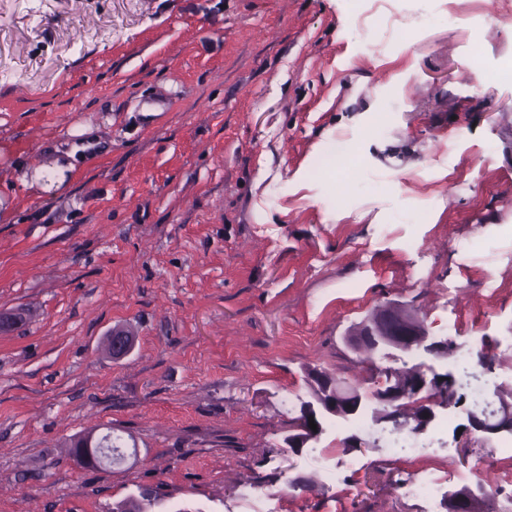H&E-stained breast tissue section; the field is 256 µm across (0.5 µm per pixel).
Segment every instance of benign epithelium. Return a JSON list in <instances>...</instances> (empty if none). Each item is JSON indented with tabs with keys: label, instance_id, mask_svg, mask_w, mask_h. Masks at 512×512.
Segmentation results:
<instances>
[{
	"label": "benign epithelium",
	"instance_id": "1",
	"mask_svg": "<svg viewBox=\"0 0 512 512\" xmlns=\"http://www.w3.org/2000/svg\"><path fill=\"white\" fill-rule=\"evenodd\" d=\"M376 337L375 347L385 352L389 360L406 356L409 358L446 359L453 353L446 341H434L430 338L423 321L417 314L404 310L397 314L394 309L383 307L375 314L357 323L349 333V340L356 350L366 351L364 337ZM105 345L114 360L129 355L135 345V336L123 328H115L105 337ZM452 373L448 383H443V373L424 362L405 372L392 367L381 370L384 376L382 386L375 394L368 395L354 390L347 383L326 382L314 370L307 373L310 385L315 393L310 399L303 400V417L298 422L297 432L288 435L285 443L298 453L303 448H311L320 439L326 422L339 417L347 419L367 409H372L373 421L377 425L390 424L401 427L400 418L408 408L418 410L419 420L412 429L415 434L424 433L436 419L434 405L442 400L448 408H461L456 403L461 390L456 370L448 367ZM498 399V409L489 415L484 411H467L464 431L479 433L486 438L512 436V393L504 396L500 390H494ZM314 420L316 429H311L309 420ZM87 446L96 445L95 460L98 466L119 465L126 460L123 448L108 450L102 447L103 440L86 436ZM481 500V494L474 487H463L448 492V512H472V508Z\"/></svg>",
	"mask_w": 512,
	"mask_h": 512
}]
</instances>
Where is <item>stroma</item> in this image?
Here are the masks:
<instances>
[{
  "mask_svg": "<svg viewBox=\"0 0 512 512\" xmlns=\"http://www.w3.org/2000/svg\"><path fill=\"white\" fill-rule=\"evenodd\" d=\"M360 6L0 0V512H447L371 412L284 439L307 370L376 389L387 360L346 337L385 305L512 392V0H392L431 19L376 53ZM88 128L100 151L47 176ZM435 412L432 466L500 446ZM95 426L137 458L75 466ZM105 345L112 359L120 360L132 352L135 345V336L126 329L115 328L106 336Z\"/></svg>",
  "mask_w": 512,
  "mask_h": 512,
  "instance_id": "1",
  "label": "stroma"
}]
</instances>
